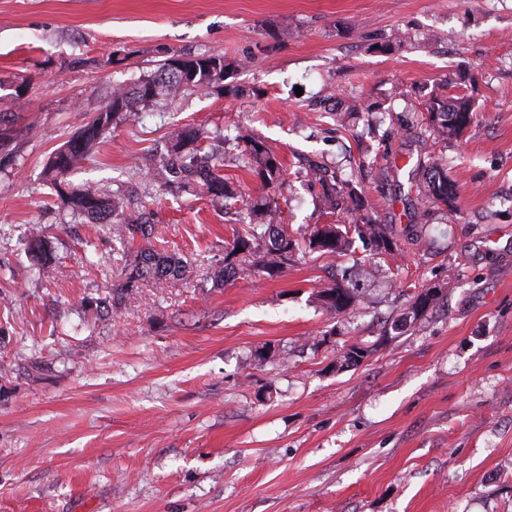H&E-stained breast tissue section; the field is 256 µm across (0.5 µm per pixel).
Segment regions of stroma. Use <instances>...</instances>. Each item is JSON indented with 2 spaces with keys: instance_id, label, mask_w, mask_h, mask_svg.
<instances>
[{
  "instance_id": "obj_1",
  "label": "stroma",
  "mask_w": 512,
  "mask_h": 512,
  "mask_svg": "<svg viewBox=\"0 0 512 512\" xmlns=\"http://www.w3.org/2000/svg\"><path fill=\"white\" fill-rule=\"evenodd\" d=\"M174 53L223 56V81L136 105L68 177L151 214L127 243L43 168ZM434 95L469 98L475 122L402 137ZM353 97L383 122L337 121ZM0 112L20 115L0 160V512H512V0H0ZM183 127L242 200L166 188ZM250 136L281 186L244 167ZM436 156L458 196L425 224L408 173ZM364 161L391 255L306 179ZM271 198L289 232L335 223L349 251L301 248L273 275L259 246L232 253L241 204ZM149 246L182 276L103 314ZM339 273L358 299L334 315L318 294ZM429 286L438 306L392 330ZM353 344L367 355L348 365ZM28 245L30 250L39 257L38 274H41L44 268L49 267L51 263V256L41 227L36 226L32 229Z\"/></svg>"
}]
</instances>
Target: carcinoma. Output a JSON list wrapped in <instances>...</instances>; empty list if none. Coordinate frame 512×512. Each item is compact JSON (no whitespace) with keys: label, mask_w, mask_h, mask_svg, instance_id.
<instances>
[{"label":"carcinoma","mask_w":512,"mask_h":512,"mask_svg":"<svg viewBox=\"0 0 512 512\" xmlns=\"http://www.w3.org/2000/svg\"><path fill=\"white\" fill-rule=\"evenodd\" d=\"M187 61L183 66L171 64L166 58L154 74L140 81L133 90L122 86L113 89L109 101L94 117L64 145L53 152L46 163V174L57 188L72 213L88 219L94 224H117L120 233L131 237L140 235L149 237L153 231L149 217L141 215L140 221L130 223L120 217V203L112 196L102 193L93 187L77 189L66 193L62 188L65 178L80 161L85 159L94 147L111 132L112 125L122 113L133 111L137 102H148L160 95L176 96L180 92L191 89L206 92L220 79L226 69L224 57L220 55H192L185 53ZM474 113L471 101L465 97L433 96L426 103L422 113L425 131L431 132L443 141L460 136L468 127V114ZM17 115L14 112H0V151L5 150L14 139ZM173 155L168 159L165 169L175 178V182L183 187H192L203 193L229 201L234 196L228 191L224 175L216 168L211 157L197 152H183V147L195 139L191 128H182L172 133ZM244 166L255 171L266 186L277 183L281 178V163L255 137L247 139L241 152ZM310 181L319 185L321 204L331 210L346 211L356 217V222L363 224L376 246L386 252L392 251V243L384 233L374 225L367 210L363 197L352 188V181L327 171L314 169L309 173ZM409 179L419 181V194L424 211L421 217L427 216L425 208L430 204H441L449 209L454 208L455 186L448 178V160L436 158L432 161H418L409 173ZM263 237L269 239V245L263 254L262 265L267 273L279 271L288 254L295 250L297 240L279 224H266ZM28 245L40 260L38 273L50 266L51 256L43 230L34 227L29 236ZM306 247L312 252L336 254L349 248L347 233L334 224H326L309 233ZM182 260L162 253L156 249L143 248L136 254L135 265L123 292L131 295L135 282L151 279L157 284H164L171 278L182 273ZM439 292L435 288H427L413 297L409 314L413 319L421 318L433 306ZM327 309L341 314L356 305L357 295L354 289L337 280L320 292Z\"/></svg>","instance_id":"cac0c4a2"}]
</instances>
